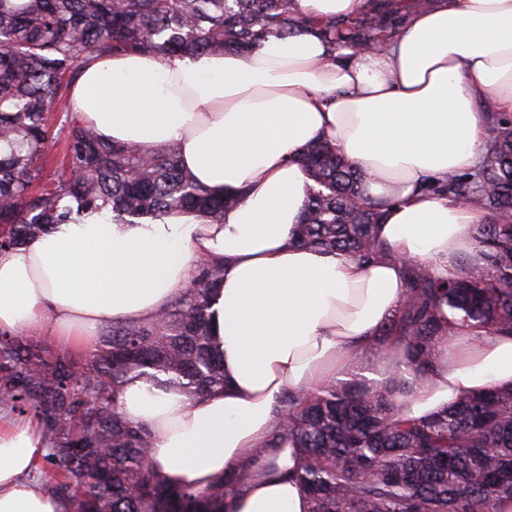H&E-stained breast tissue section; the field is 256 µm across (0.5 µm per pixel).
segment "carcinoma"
<instances>
[{
  "instance_id": "1",
  "label": "carcinoma",
  "mask_w": 512,
  "mask_h": 512,
  "mask_svg": "<svg viewBox=\"0 0 512 512\" xmlns=\"http://www.w3.org/2000/svg\"><path fill=\"white\" fill-rule=\"evenodd\" d=\"M357 17L317 28L331 47L383 43L411 10L432 0H372ZM310 28L291 0H0V250L15 249L73 211L111 209L118 224L185 210L210 222L244 194L216 198L179 164L174 145L142 150L109 141L67 113L68 93L95 58L131 52L176 55L245 51L269 36ZM480 166L424 190L470 195L490 221L475 228L483 264L465 260L452 278L405 265L407 298L380 335L403 341L400 364L421 378L442 365L436 346L457 322L487 337L512 335V117L495 115ZM60 149L61 174L46 172ZM313 184L295 242L372 263L381 211L361 198L365 173L327 141L307 147ZM224 261L200 263L193 284L147 322L114 323L105 344L80 365L13 335H0V398L36 420L44 440V486L66 512H227L251 478L248 465L202 490L168 484L151 464L153 435L117 409L120 387L146 376L189 397L224 389L210 333L212 290ZM410 382H329L312 394L287 389L285 418L252 456L298 449L282 473L311 497L310 512H490L512 505V389L490 387L427 417L405 413ZM94 483L99 492L86 495Z\"/></svg>"
}]
</instances>
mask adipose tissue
<instances>
[{
	"mask_svg": "<svg viewBox=\"0 0 512 512\" xmlns=\"http://www.w3.org/2000/svg\"><path fill=\"white\" fill-rule=\"evenodd\" d=\"M292 7L322 23L368 0ZM70 108L105 139L177 145L197 182L244 200L220 224L187 212L116 224L105 211L0 251V332L32 328L90 351L102 328L157 318L202 260L223 258L210 309L223 390L192 398L133 377L119 395L122 412L151 429L149 458L166 482L201 491L264 444L285 389L356 375L377 382L397 370L400 345L378 333L405 301V263L446 277L458 256L481 263L472 228L485 212L420 183L476 170L490 111L512 112V0H435L374 51H333L312 32L245 53L103 57L78 75ZM316 139L367 171L362 198L381 208L376 232L389 256L366 265L294 244L310 183L301 155ZM438 351L446 365L417 381L411 416L512 386L510 335L464 324ZM368 354L377 363L361 368ZM43 454L37 427L0 422V512H64L40 480ZM253 470L230 512H309L296 482L262 462Z\"/></svg>",
	"mask_w": 512,
	"mask_h": 512,
	"instance_id": "adipose-tissue-1",
	"label": "adipose tissue"
}]
</instances>
